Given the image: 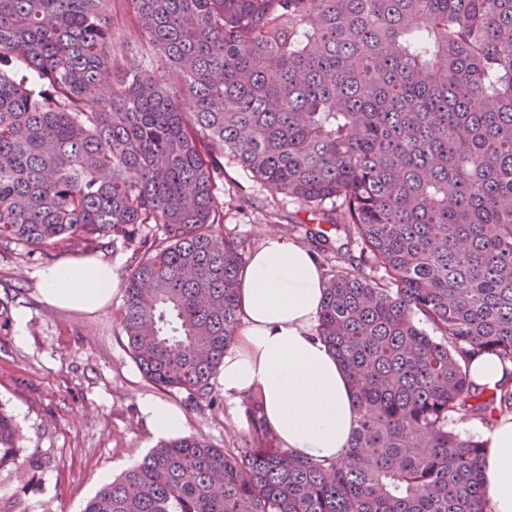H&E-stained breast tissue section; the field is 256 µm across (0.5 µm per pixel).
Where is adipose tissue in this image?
I'll return each mask as SVG.
<instances>
[{
	"label": "adipose tissue",
	"instance_id": "obj_1",
	"mask_svg": "<svg viewBox=\"0 0 512 512\" xmlns=\"http://www.w3.org/2000/svg\"><path fill=\"white\" fill-rule=\"evenodd\" d=\"M52 306L97 310L116 291L109 261L68 259L38 271ZM326 288L308 248L273 233L250 252L237 292L241 326L219 367L228 404L258 400L279 448L327 462L344 456L357 418L348 377L316 333ZM141 412L154 434L185 431L169 403L145 398ZM483 476L492 512H512V416L482 432Z\"/></svg>",
	"mask_w": 512,
	"mask_h": 512
}]
</instances>
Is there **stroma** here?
I'll return each mask as SVG.
<instances>
[{"label": "stroma", "instance_id": "stroma-1", "mask_svg": "<svg viewBox=\"0 0 512 512\" xmlns=\"http://www.w3.org/2000/svg\"><path fill=\"white\" fill-rule=\"evenodd\" d=\"M309 213L273 196L234 161L224 163L225 237L245 251L267 234L303 242ZM40 257L0 256V297L26 312L0 331V409L18 423L22 462L0 468V512H81L112 477L141 462L158 443L140 412L148 396L168 402L187 434L217 448H240L249 433L243 406L228 405L219 382L207 395L163 391L141 373L121 331L123 290L104 308L84 312L42 301Z\"/></svg>", "mask_w": 512, "mask_h": 512}]
</instances>
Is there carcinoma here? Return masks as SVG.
Segmentation results:
<instances>
[{
    "mask_svg": "<svg viewBox=\"0 0 512 512\" xmlns=\"http://www.w3.org/2000/svg\"><path fill=\"white\" fill-rule=\"evenodd\" d=\"M226 157L346 263L316 332L350 449L283 451L250 399L245 447L164 441L83 512H491L458 426L512 413L469 377L512 364V0H0V254L132 249L121 329L163 390L205 395L240 325ZM16 434L0 411V467ZM469 374L477 386L487 389H494L508 378V371L504 365L490 353L474 355L469 366Z\"/></svg>",
    "mask_w": 512,
    "mask_h": 512,
    "instance_id": "1",
    "label": "carcinoma"
}]
</instances>
